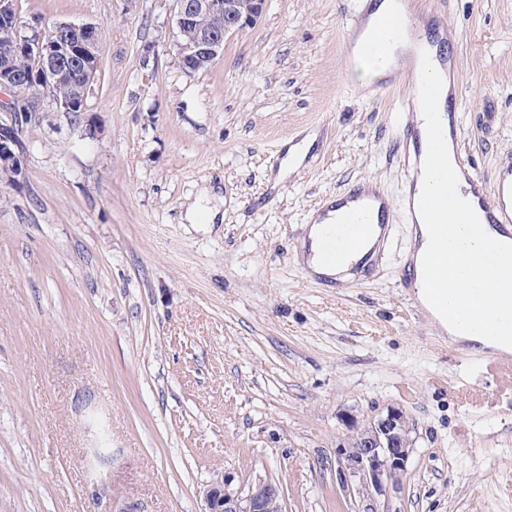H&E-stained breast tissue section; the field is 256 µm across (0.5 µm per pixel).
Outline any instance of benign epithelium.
<instances>
[{
  "mask_svg": "<svg viewBox=\"0 0 512 512\" xmlns=\"http://www.w3.org/2000/svg\"><path fill=\"white\" fill-rule=\"evenodd\" d=\"M267 0H174L176 36L193 33L190 43L180 46L182 70L188 74L208 68L223 54L224 44L233 36L255 26ZM210 17L223 28L202 30L198 19ZM57 36L44 37L40 28L21 22L17 0H0V32L7 40L0 44V88L13 89L20 82L33 84L41 98L52 100L68 112L78 106L72 99H58L53 89L63 83L73 86L81 99L100 67L99 27L95 24H56ZM23 55L29 66L21 69L16 56ZM39 120L38 106L16 100L0 103V173L18 183L24 170L26 151L24 129ZM343 424L350 431L326 460L336 470L341 487L366 502L362 512H379V499L398 490L415 447V426L399 407H391L360 426L346 415ZM235 476L226 473L204 486L203 512H282L280 487L270 481L234 485Z\"/></svg>",
  "mask_w": 512,
  "mask_h": 512,
  "instance_id": "benign-epithelium-1",
  "label": "benign epithelium"
}]
</instances>
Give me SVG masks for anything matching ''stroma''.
I'll use <instances>...</instances> for the list:
<instances>
[{
    "mask_svg": "<svg viewBox=\"0 0 512 512\" xmlns=\"http://www.w3.org/2000/svg\"><path fill=\"white\" fill-rule=\"evenodd\" d=\"M363 4L268 0L189 75L173 0H18L38 27L98 25L101 62L84 112L42 102L21 183L0 176V512H203L228 472L280 483L283 512H357L322 461L341 415L392 406L416 444L389 512H512V369L396 284L407 114L398 83L357 86ZM425 8L454 37L461 159L494 185L512 167V0ZM364 181L391 241L363 278L320 287L296 258L305 226ZM206 194L217 218L190 223ZM314 140L315 136L308 134L301 140L300 143L287 149L285 157L279 165V176H284L287 173L294 171L299 166L309 147L313 144Z\"/></svg>",
    "mask_w": 512,
    "mask_h": 512,
    "instance_id": "35a3bbf8",
    "label": "stroma"
}]
</instances>
